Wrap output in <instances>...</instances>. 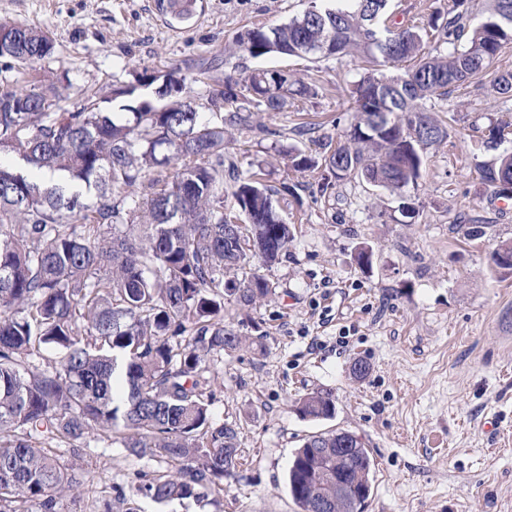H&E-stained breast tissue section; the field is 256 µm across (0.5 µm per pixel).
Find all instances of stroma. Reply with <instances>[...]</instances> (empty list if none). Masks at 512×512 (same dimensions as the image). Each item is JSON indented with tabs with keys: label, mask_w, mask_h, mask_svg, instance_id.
I'll return each instance as SVG.
<instances>
[{
	"label": "stroma",
	"mask_w": 512,
	"mask_h": 512,
	"mask_svg": "<svg viewBox=\"0 0 512 512\" xmlns=\"http://www.w3.org/2000/svg\"><path fill=\"white\" fill-rule=\"evenodd\" d=\"M308 0H202L189 23L170 27L158 0H0V20L48 31L57 43L40 73L67 76L74 88L100 81L130 85L143 70L173 71L194 95L220 89L226 76L287 69L312 84L310 96L282 112H256L247 129L227 128L224 154L262 182L285 223L295 225L286 255L257 274L276 285L272 301L224 302V321L244 336L262 331L264 352L248 348L210 364L211 410L232 425L243 466L238 481L210 504L134 502L138 512H298L288 489L294 451L315 432L349 431L375 460L365 512H512V274L495 272L490 253L512 242V204L503 205L481 170L497 165L512 142L487 146L491 126L512 122V97L495 80L512 74V44L489 73L435 100L448 137L425 154L418 188L391 191L358 179L320 193L322 169L299 171L285 150L320 155L354 113L348 96L361 69L315 57L229 56L225 47L255 25L276 26ZM213 59L208 85L195 69ZM416 212L405 217L404 200ZM481 225L484 234L467 238ZM373 253L359 267V248ZM347 343H336L339 331ZM369 367L364 377L354 363ZM331 391L336 414L307 421L295 398ZM61 463L85 469L76 500L60 512H104L114 489L162 470L163 462L88 438Z\"/></svg>",
	"instance_id": "35a3bbf8"
}]
</instances>
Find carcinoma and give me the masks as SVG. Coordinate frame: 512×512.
I'll use <instances>...</instances> for the list:
<instances>
[{"label": "carcinoma", "instance_id": "1", "mask_svg": "<svg viewBox=\"0 0 512 512\" xmlns=\"http://www.w3.org/2000/svg\"><path fill=\"white\" fill-rule=\"evenodd\" d=\"M388 2L312 0L288 22L236 38L234 51L252 58H364L343 140L319 161L287 152L293 167L369 175L392 191L416 185L426 150L448 137L426 103L484 75L512 43V0H452L446 18L428 22L445 46L434 53L417 26L386 24ZM0 31V58L11 60L0 78V512H59L84 474L46 445L76 452L95 435L166 464L115 488L118 504L203 502L241 466L236 430L212 415L208 359L264 348L263 337L224 325V296L243 306L275 296L252 266L279 260L293 238L269 191L224 167V126L248 128L252 113L280 112L311 88L288 70L256 69L198 102L171 78L159 110L135 97L159 81L145 70L125 88L87 86L73 106L70 84L25 78L55 56L51 34L2 21ZM118 98L123 120L102 107ZM482 178L512 191V153ZM335 411L327 390L295 404L304 420ZM374 466L358 435L312 434L291 460V496L300 512H362Z\"/></svg>", "mask_w": 512, "mask_h": 512}]
</instances>
